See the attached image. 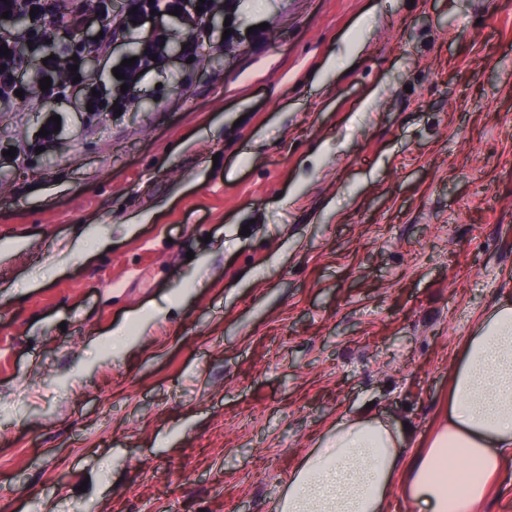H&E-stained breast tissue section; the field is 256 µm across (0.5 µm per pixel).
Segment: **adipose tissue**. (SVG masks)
<instances>
[{
    "label": "adipose tissue",
    "instance_id": "obj_1",
    "mask_svg": "<svg viewBox=\"0 0 512 512\" xmlns=\"http://www.w3.org/2000/svg\"><path fill=\"white\" fill-rule=\"evenodd\" d=\"M512 457V301H499L466 336L438 430L368 413L337 420L288 479L278 512H383L400 491L413 512H480Z\"/></svg>",
    "mask_w": 512,
    "mask_h": 512
}]
</instances>
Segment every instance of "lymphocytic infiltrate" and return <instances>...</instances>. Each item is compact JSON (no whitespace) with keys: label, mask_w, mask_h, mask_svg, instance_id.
Returning a JSON list of instances; mask_svg holds the SVG:
<instances>
[{"label":"lymphocytic infiltrate","mask_w":512,"mask_h":512,"mask_svg":"<svg viewBox=\"0 0 512 512\" xmlns=\"http://www.w3.org/2000/svg\"><path fill=\"white\" fill-rule=\"evenodd\" d=\"M130 4V11L116 15L110 9L109 0H99L101 20L112 32L127 38L129 54L135 63L124 68L123 81L97 91L86 76L84 64L88 57L108 56L110 45L102 40L79 38L78 33L86 23L79 0H0V14L26 16L33 10L42 16L53 14L70 38L65 54L52 56L43 49L48 35L41 26L28 27L19 38L0 33V45H6L9 50L8 55L0 56V112L14 111L19 105L37 112L46 100L64 99L75 92L82 95L84 104L90 105L94 112L126 109L132 98L128 86L134 85L143 70H159L165 65L168 33L163 18L170 11H177L192 48L198 50L213 42L204 26L207 16L224 8V0H130ZM21 38L31 41L41 59L40 65L27 74L22 71L17 51V41ZM45 77L51 80L46 90L40 87Z\"/></svg>","instance_id":"f902f5d3"}]
</instances>
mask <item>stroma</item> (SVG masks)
<instances>
[{"label":"stroma","instance_id":"35a3bbf8","mask_svg":"<svg viewBox=\"0 0 512 512\" xmlns=\"http://www.w3.org/2000/svg\"><path fill=\"white\" fill-rule=\"evenodd\" d=\"M238 3L126 112H0V512H276L512 299V0Z\"/></svg>","mask_w":512,"mask_h":512}]
</instances>
